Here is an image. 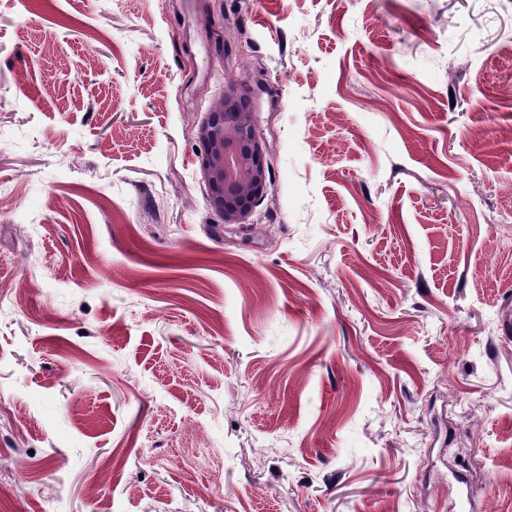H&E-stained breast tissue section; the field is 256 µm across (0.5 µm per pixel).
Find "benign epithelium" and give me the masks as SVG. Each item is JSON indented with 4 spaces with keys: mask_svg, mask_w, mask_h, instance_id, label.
Wrapping results in <instances>:
<instances>
[{
    "mask_svg": "<svg viewBox=\"0 0 512 512\" xmlns=\"http://www.w3.org/2000/svg\"><path fill=\"white\" fill-rule=\"evenodd\" d=\"M243 98L238 85H224L222 99L196 131L209 201L226 224L244 223L271 190L265 144L257 133L254 108L243 105Z\"/></svg>",
    "mask_w": 512,
    "mask_h": 512,
    "instance_id": "obj_1",
    "label": "benign epithelium"
}]
</instances>
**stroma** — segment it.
<instances>
[{"label": "stroma", "instance_id": "1", "mask_svg": "<svg viewBox=\"0 0 512 512\" xmlns=\"http://www.w3.org/2000/svg\"><path fill=\"white\" fill-rule=\"evenodd\" d=\"M512 0H0V512H512ZM243 86L272 190L195 131ZM244 96L237 84H225L222 99L196 131L210 204L227 224H243L271 190L265 144Z\"/></svg>", "mask_w": 512, "mask_h": 512}]
</instances>
